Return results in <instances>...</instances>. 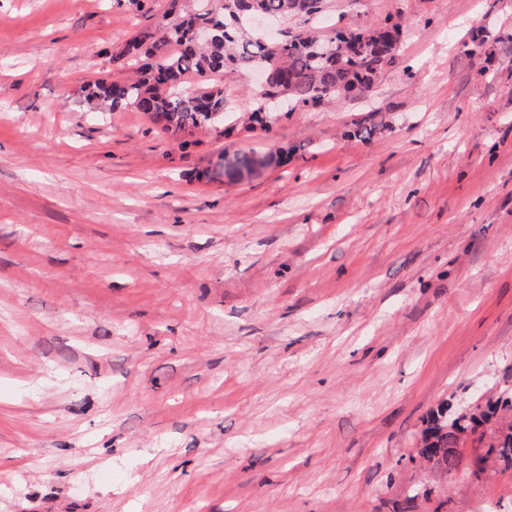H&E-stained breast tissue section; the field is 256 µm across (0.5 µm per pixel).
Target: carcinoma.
Here are the masks:
<instances>
[{
    "label": "carcinoma",
    "instance_id": "1",
    "mask_svg": "<svg viewBox=\"0 0 512 512\" xmlns=\"http://www.w3.org/2000/svg\"><path fill=\"white\" fill-rule=\"evenodd\" d=\"M210 7L192 11L186 0H169L157 27L132 36L112 57L136 67L132 82H88L81 87L87 102L115 111L132 106L162 131L190 135L199 128L224 134V84L220 79L261 68L266 85L261 102L249 109L263 129L275 122L267 99L304 108L361 97L399 57L402 30L389 19L347 30L316 32L311 22L330 0H207ZM280 152L258 158L245 153L224 164V176L235 180L267 166ZM512 398H497L468 415L448 419L441 404L422 432L421 452L446 475L457 468L460 434L474 432L498 411L511 409ZM512 467V433L490 447Z\"/></svg>",
    "mask_w": 512,
    "mask_h": 512
}]
</instances>
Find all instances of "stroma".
Masks as SVG:
<instances>
[{
  "label": "stroma",
  "instance_id": "35a3bbf8",
  "mask_svg": "<svg viewBox=\"0 0 512 512\" xmlns=\"http://www.w3.org/2000/svg\"><path fill=\"white\" fill-rule=\"evenodd\" d=\"M166 8L0 0V512H512V411L413 461L439 404L512 396V0H336L403 18L374 94L265 133L231 75L185 137L81 100ZM281 151L278 150L275 154H269L264 158H258L252 155H247L246 153L236 154L234 158H226V162L232 161L233 163L224 164V177H227L231 181H235L243 176L244 173L251 174L254 172V165L257 163L260 166L270 165L274 159H278L281 157Z\"/></svg>",
  "mask_w": 512,
  "mask_h": 512
}]
</instances>
